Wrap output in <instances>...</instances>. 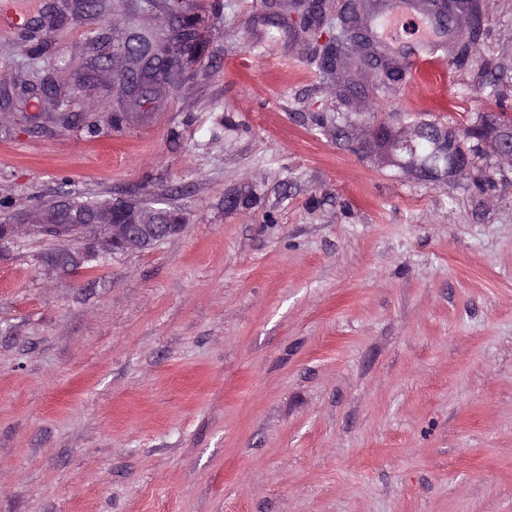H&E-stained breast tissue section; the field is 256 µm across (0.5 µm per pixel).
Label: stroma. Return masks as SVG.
I'll list each match as a JSON object with an SVG mask.
<instances>
[{
	"label": "stroma",
	"instance_id": "35a3bbf8",
	"mask_svg": "<svg viewBox=\"0 0 512 512\" xmlns=\"http://www.w3.org/2000/svg\"><path fill=\"white\" fill-rule=\"evenodd\" d=\"M69 2L0 0V217L73 195L185 227L76 273L45 264L74 240L0 252V512H512V0L446 84L341 97L296 0H193V66L94 134L53 94L121 111L112 48L164 4ZM412 117L470 171L388 161L374 129ZM405 132L413 133L419 139H426L433 144L440 158L437 165H425L423 163H401L404 168L410 169L428 181H439L448 178V169L462 167L469 170L472 161L470 155L464 150L460 135L455 129L448 126H438L426 121H412L404 127ZM453 168V169H452Z\"/></svg>",
	"mask_w": 512,
	"mask_h": 512
}]
</instances>
